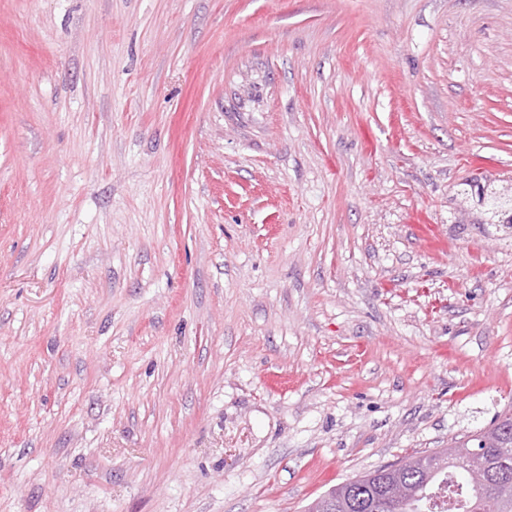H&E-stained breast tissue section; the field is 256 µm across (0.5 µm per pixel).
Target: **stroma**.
Wrapping results in <instances>:
<instances>
[{
  "label": "stroma",
  "mask_w": 512,
  "mask_h": 512,
  "mask_svg": "<svg viewBox=\"0 0 512 512\" xmlns=\"http://www.w3.org/2000/svg\"><path fill=\"white\" fill-rule=\"evenodd\" d=\"M512 0H0V512H305L512 408Z\"/></svg>",
  "instance_id": "35a3bbf8"
}]
</instances>
